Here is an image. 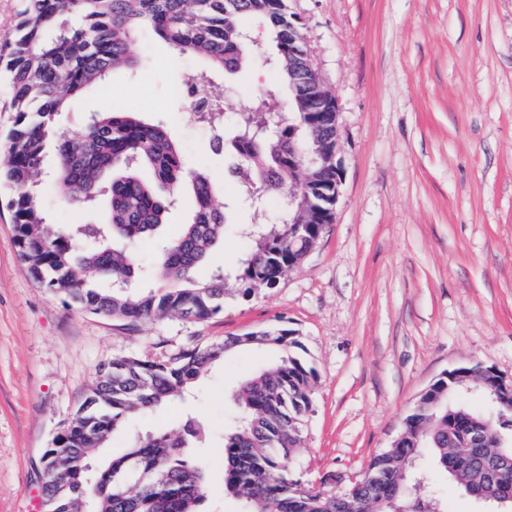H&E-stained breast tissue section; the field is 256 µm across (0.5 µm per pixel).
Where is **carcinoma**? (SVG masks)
<instances>
[{
	"instance_id": "obj_1",
	"label": "carcinoma",
	"mask_w": 512,
	"mask_h": 512,
	"mask_svg": "<svg viewBox=\"0 0 512 512\" xmlns=\"http://www.w3.org/2000/svg\"><path fill=\"white\" fill-rule=\"evenodd\" d=\"M16 38L4 49V77L15 126L0 153V178L11 190L16 244L30 276L43 288L93 314L131 325L163 319L205 321L224 310L226 289L247 297L274 288L288 264L320 232L318 224H294L297 205H285L272 224L246 230L252 246L235 272L216 269L194 278L224 240L226 210L214 204L215 186L204 172L186 168L169 128L138 112L92 113L84 133L72 139L59 123L69 99L103 84L115 71L138 65L134 36L152 30L181 56L204 61L209 73L190 84L186 116L217 129L214 146L235 154L240 195L255 208L272 195L298 190L288 168L312 154L308 116L283 112L305 88L288 83V39L300 38L288 0H23ZM265 28L270 42L256 35ZM265 60L279 75L260 110L239 114L224 140L220 112L224 84L247 64ZM297 153L288 156V133ZM53 148V178L71 204L104 203L96 224L65 230L50 222L40 200L44 158ZM189 196L192 211L160 262L146 272L135 246L167 223L172 208ZM109 287L103 288L99 280ZM240 346L270 349L276 361L242 380L232 397L238 408L224 430V490L242 512H445L439 498L409 485L421 457L429 456L466 493L492 496L512 489V400L497 407L503 447L485 438V416L467 405L482 386L468 382L444 391L435 384L405 418L404 438L376 455L357 489L336 499L296 478L292 454L300 447L312 411L316 371L297 331L282 326L230 336L176 352L118 356L99 371L83 403L40 458L44 512H199L207 497L197 452L203 426L193 417L175 434L132 439L109 460L100 457L113 434L135 414L182 399L224 355Z\"/></svg>"
}]
</instances>
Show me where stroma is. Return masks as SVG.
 <instances>
[{
  "label": "stroma",
  "instance_id": "obj_1",
  "mask_svg": "<svg viewBox=\"0 0 512 512\" xmlns=\"http://www.w3.org/2000/svg\"><path fill=\"white\" fill-rule=\"evenodd\" d=\"M323 84L339 105L344 170L335 217L302 263L278 287L224 296L204 322L163 320L127 326L89 313L33 281L15 243L12 211L0 205V512H41L39 459L83 402L101 364L129 354L173 351L243 336L285 320L308 348L317 379L313 411L292 457L313 485L328 475L357 477L391 447L419 395L461 366L495 368L512 380V0H290ZM140 65L114 72L61 117L70 137L107 105L165 121L189 166L204 168L217 205H231L223 244L197 271L235 270L243 228L269 221L234 209L231 164L213 152L214 135L186 120L175 94L200 61L141 31ZM276 82L264 62L229 81L224 117L259 107ZM51 221L92 224L98 216L67 203L62 186L41 185ZM190 201L136 247L149 267L186 222ZM268 352L226 353L197 388L132 418L103 456L135 434L174 431L186 416L205 428L211 490L203 512H241L224 496V427L236 413V384L266 366ZM428 482L448 512H487L429 467Z\"/></svg>",
  "mask_w": 512,
  "mask_h": 512
}]
</instances>
